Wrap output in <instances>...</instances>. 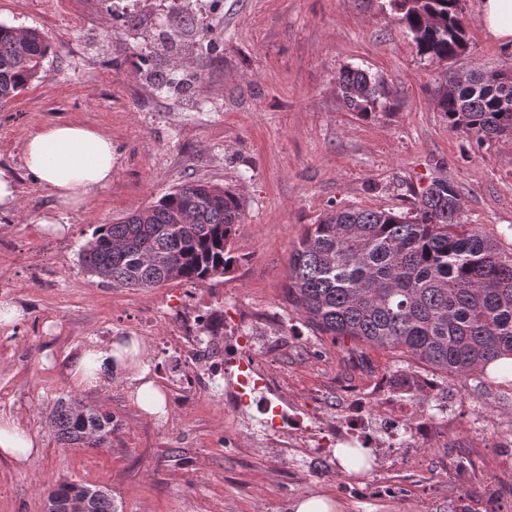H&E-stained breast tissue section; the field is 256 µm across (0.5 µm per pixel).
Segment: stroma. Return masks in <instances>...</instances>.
<instances>
[{
  "label": "stroma",
  "instance_id": "obj_1",
  "mask_svg": "<svg viewBox=\"0 0 512 512\" xmlns=\"http://www.w3.org/2000/svg\"><path fill=\"white\" fill-rule=\"evenodd\" d=\"M113 0H0V22L35 29L50 46L45 77L0 107V169L17 182L19 206L0 211V302L21 321L0 326V416L41 443L28 466L0 459V512H42L64 481L104 485L116 512H292L298 498L331 491L341 512H512V376L461 381L374 348L310 328L285 293L292 244L330 207L402 211L442 176L464 202L463 219L512 249V137L483 145L449 130L431 95L441 69L512 73V49L484 29L479 0H466L467 50L446 67L424 59L387 0H201L209 26H173L157 0H138L115 22ZM174 71L182 90L158 92L153 68ZM358 67L382 78L389 97L369 116L351 112L336 87ZM95 128L112 139L120 167L111 185L77 211L60 213L67 234L41 233L54 199L23 163L26 140L54 122ZM191 180L230 188L245 220L238 261L202 285L143 288L98 284L78 252L98 225L150 206ZM197 307L235 332L240 310L278 325L288 344L266 369L276 393L305 419L344 414L409 375L433 394L403 392L417 421L454 416L380 479L367 482L338 457L309 468L253 447L224 411V370L205 371L186 393L168 370L160 337L173 310ZM141 339L168 400L149 420L125 385L80 392L68 374L89 343ZM112 412L108 448H66L48 416L58 398Z\"/></svg>",
  "mask_w": 512,
  "mask_h": 512
}]
</instances>
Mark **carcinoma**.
Wrapping results in <instances>:
<instances>
[{"mask_svg":"<svg viewBox=\"0 0 512 512\" xmlns=\"http://www.w3.org/2000/svg\"><path fill=\"white\" fill-rule=\"evenodd\" d=\"M418 53L442 63L467 45L463 0H389ZM49 45L36 30L0 23V104L44 78ZM349 110L368 115L388 98L384 82L358 68L336 77ZM434 100L448 127L475 138L512 135V78L472 70L443 77ZM463 199L446 177L414 193L406 212L333 207L305 225L288 258V300L315 330L374 347L452 377H488L512 359V252L461 221ZM244 210L238 197L187 181L154 204L96 227L79 262L98 283L157 288L224 277ZM57 402L50 424L69 448L111 445V413ZM87 489L62 482L65 501ZM93 512H115L110 490L95 486Z\"/></svg>","mask_w":512,"mask_h":512,"instance_id":"carcinoma-1","label":"carcinoma"}]
</instances>
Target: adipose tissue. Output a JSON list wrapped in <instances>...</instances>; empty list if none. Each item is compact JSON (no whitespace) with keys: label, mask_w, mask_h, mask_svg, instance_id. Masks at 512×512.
Segmentation results:
<instances>
[{"label":"adipose tissue","mask_w":512,"mask_h":512,"mask_svg":"<svg viewBox=\"0 0 512 512\" xmlns=\"http://www.w3.org/2000/svg\"><path fill=\"white\" fill-rule=\"evenodd\" d=\"M23 161L51 191L61 211L85 205L111 183L118 167L110 137L67 122L47 125L31 135L24 145ZM69 373L80 390H96L113 381L129 387L132 401L145 415L159 419L167 413L165 392L152 376L142 341L90 344L72 356ZM39 453L35 435L21 430L13 418L0 417V455L29 463Z\"/></svg>","instance_id":"adipose-tissue-1"}]
</instances>
